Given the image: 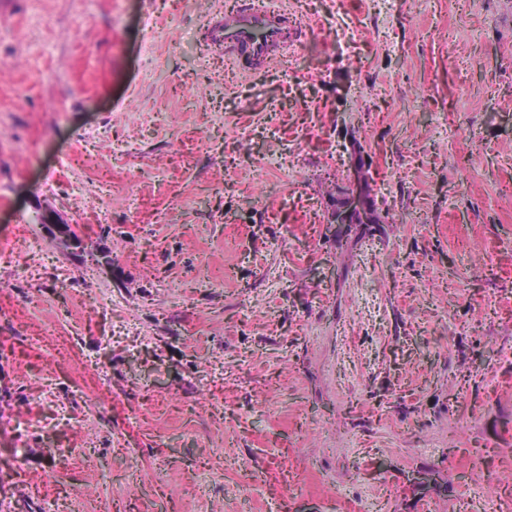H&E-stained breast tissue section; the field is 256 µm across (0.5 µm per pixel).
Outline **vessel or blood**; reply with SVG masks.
I'll return each mask as SVG.
<instances>
[{
  "instance_id": "1",
  "label": "vessel or blood",
  "mask_w": 512,
  "mask_h": 512,
  "mask_svg": "<svg viewBox=\"0 0 512 512\" xmlns=\"http://www.w3.org/2000/svg\"><path fill=\"white\" fill-rule=\"evenodd\" d=\"M300 30L283 8L257 7L252 0H239L212 28L214 41L240 69L250 74L265 72L280 54L291 50Z\"/></svg>"
}]
</instances>
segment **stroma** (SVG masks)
Listing matches in <instances>:
<instances>
[{
  "label": "stroma",
  "mask_w": 512,
  "mask_h": 512,
  "mask_svg": "<svg viewBox=\"0 0 512 512\" xmlns=\"http://www.w3.org/2000/svg\"><path fill=\"white\" fill-rule=\"evenodd\" d=\"M279 4L0 0L6 512H512V0ZM241 1L212 28L215 42L224 46V54L250 74L265 72L299 40L300 29L293 15L283 8L264 7L266 0ZM262 7V8H260Z\"/></svg>",
  "instance_id": "35a3bbf8"
}]
</instances>
